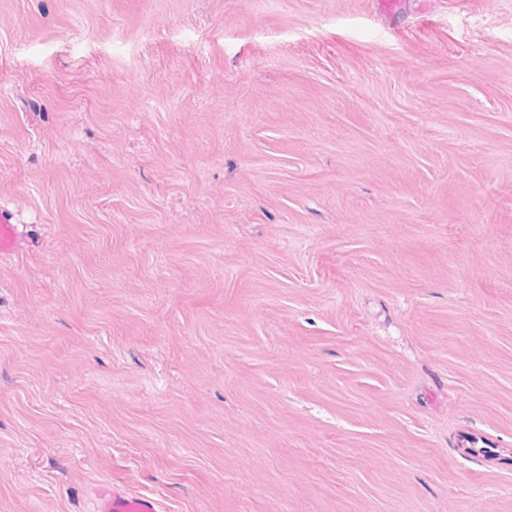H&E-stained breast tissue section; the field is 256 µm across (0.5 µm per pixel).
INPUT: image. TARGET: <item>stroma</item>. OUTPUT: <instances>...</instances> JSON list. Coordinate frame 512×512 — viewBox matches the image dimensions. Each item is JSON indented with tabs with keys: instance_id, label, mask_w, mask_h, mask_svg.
Returning <instances> with one entry per match:
<instances>
[{
	"instance_id": "1",
	"label": "stroma",
	"mask_w": 512,
	"mask_h": 512,
	"mask_svg": "<svg viewBox=\"0 0 512 512\" xmlns=\"http://www.w3.org/2000/svg\"><path fill=\"white\" fill-rule=\"evenodd\" d=\"M0 512H512V0H0ZM21 224L11 223L9 214L0 211V254H18L23 245ZM94 512H165L160 500L143 495H132L123 486L99 484L93 491Z\"/></svg>"
}]
</instances>
